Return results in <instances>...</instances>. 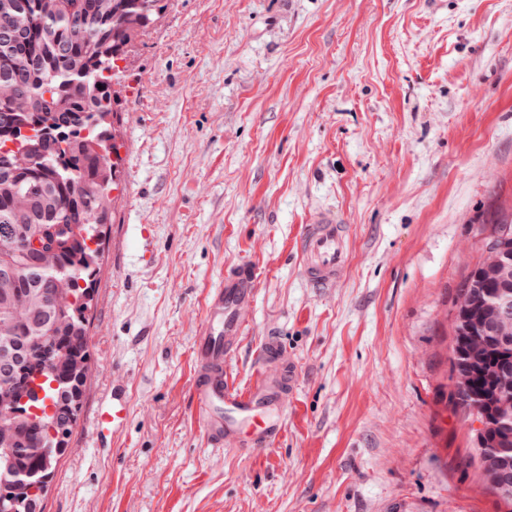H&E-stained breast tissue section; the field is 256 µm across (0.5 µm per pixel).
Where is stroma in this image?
I'll list each match as a JSON object with an SVG mask.
<instances>
[{"mask_svg":"<svg viewBox=\"0 0 512 512\" xmlns=\"http://www.w3.org/2000/svg\"><path fill=\"white\" fill-rule=\"evenodd\" d=\"M119 66L89 370L43 512H512L448 398L456 288L512 215V0H167ZM324 210L351 254L314 288ZM242 260L227 381L275 336L298 386L260 454L213 447L192 404L206 296ZM116 390L130 418L94 437ZM300 253L302 274L314 288H329L344 274L350 240L336 212H324L302 229Z\"/></svg>","mask_w":512,"mask_h":512,"instance_id":"1","label":"stroma"}]
</instances>
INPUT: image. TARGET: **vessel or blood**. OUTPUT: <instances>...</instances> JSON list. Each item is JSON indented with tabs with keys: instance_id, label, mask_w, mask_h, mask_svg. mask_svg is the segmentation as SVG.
Masks as SVG:
<instances>
[{
	"instance_id": "obj_1",
	"label": "vessel or blood",
	"mask_w": 512,
	"mask_h": 512,
	"mask_svg": "<svg viewBox=\"0 0 512 512\" xmlns=\"http://www.w3.org/2000/svg\"><path fill=\"white\" fill-rule=\"evenodd\" d=\"M302 274L313 287L328 288L345 272L350 256L346 225L335 212H325L301 233ZM257 271L250 263L226 266L224 276L206 300V323L194 343L192 401L202 428L216 445L267 450L283 432V413L296 392L292 362L277 337L260 350V375L244 389L229 385L224 369L244 331L243 315L256 296ZM127 403L113 398L93 416L95 432L120 427Z\"/></svg>"
}]
</instances>
